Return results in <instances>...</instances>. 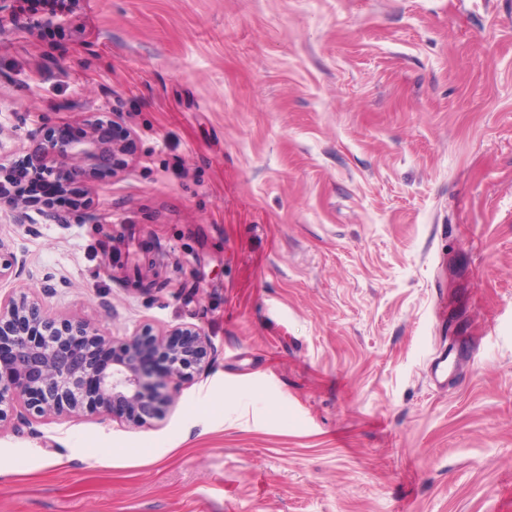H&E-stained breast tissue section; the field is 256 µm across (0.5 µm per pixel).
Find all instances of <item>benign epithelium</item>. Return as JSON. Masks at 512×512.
I'll return each mask as SVG.
<instances>
[{
	"mask_svg": "<svg viewBox=\"0 0 512 512\" xmlns=\"http://www.w3.org/2000/svg\"><path fill=\"white\" fill-rule=\"evenodd\" d=\"M66 20L54 13H32L30 27H61ZM99 122L90 123L87 136L77 142L44 139L26 161L47 175L67 173L72 179L112 175L124 154L125 142L99 136ZM149 338L168 354V370L144 367L140 343ZM121 348L123 361L100 367L87 348ZM210 343L198 327L154 332L145 326L124 340H116L79 318L48 316L40 303L24 295L0 298V354L8 352V370L0 371V429L14 413L34 419L59 416L112 415V406L128 407L126 417L138 427L161 418L169 402V386L184 382L210 364Z\"/></svg>",
	"mask_w": 512,
	"mask_h": 512,
	"instance_id": "obj_1",
	"label": "benign epithelium"
}]
</instances>
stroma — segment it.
Returning a JSON list of instances; mask_svg holds the SVG:
<instances>
[{"mask_svg": "<svg viewBox=\"0 0 512 512\" xmlns=\"http://www.w3.org/2000/svg\"><path fill=\"white\" fill-rule=\"evenodd\" d=\"M13 7L70 22L0 36V162L112 114L135 150L0 205V295L211 363L149 426L13 419L0 512H512V0Z\"/></svg>", "mask_w": 512, "mask_h": 512, "instance_id": "35a3bbf8", "label": "stroma"}]
</instances>
